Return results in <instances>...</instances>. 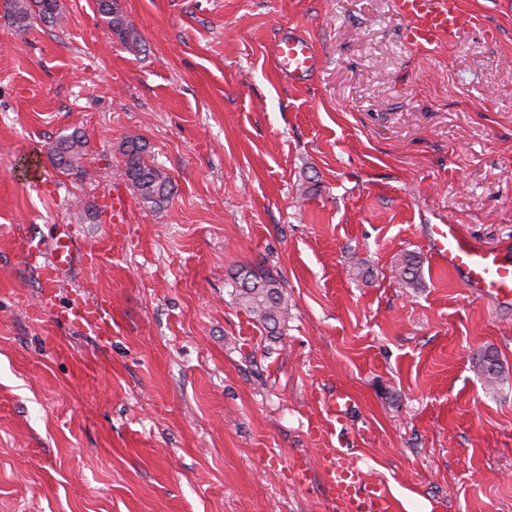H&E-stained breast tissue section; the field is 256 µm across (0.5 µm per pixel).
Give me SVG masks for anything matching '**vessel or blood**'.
Segmentation results:
<instances>
[{
    "instance_id": "vessel-or-blood-1",
    "label": "vessel or blood",
    "mask_w": 512,
    "mask_h": 512,
    "mask_svg": "<svg viewBox=\"0 0 512 512\" xmlns=\"http://www.w3.org/2000/svg\"><path fill=\"white\" fill-rule=\"evenodd\" d=\"M397 13L405 19L403 39L409 46L428 49L442 42H463L468 34L460 0H395ZM276 72L300 82L319 68L321 58L311 41L299 31L282 35L270 47ZM432 255L438 265L461 275L465 287L512 304V245L488 247L466 236L456 224L426 227ZM30 259L45 258L51 278H58L74 266L91 263L93 254L78 250L68 225H61L48 253L31 251ZM71 324L108 344L116 322L112 303L93 298L76 303L69 310ZM320 473L336 500L338 512H397L398 505L388 483L369 481L354 465L347 452L325 455Z\"/></svg>"
}]
</instances>
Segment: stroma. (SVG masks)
<instances>
[{"label":"stroma","mask_w":512,"mask_h":512,"mask_svg":"<svg viewBox=\"0 0 512 512\" xmlns=\"http://www.w3.org/2000/svg\"><path fill=\"white\" fill-rule=\"evenodd\" d=\"M118 2L140 51L95 0L25 33L0 10V512H336L290 463L339 449L430 512H512V311L424 234L512 240V0H462L468 40L430 50L394 0ZM291 28L322 58L302 83L269 57ZM74 131L83 179L45 156ZM133 138L161 207L121 176ZM60 224L96 263L55 303L110 299L111 346L40 303L27 253ZM243 267L280 279L278 333L239 304ZM97 11L110 31L117 34L130 51H139L141 44L134 29L122 14L117 0H96ZM396 271L407 288H415L419 279L420 260L414 254H403L397 262Z\"/></svg>","instance_id":"35a3bbf8"}]
</instances>
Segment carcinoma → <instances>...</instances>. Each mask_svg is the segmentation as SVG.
<instances>
[{
	"label": "carcinoma",
	"instance_id": "carcinoma-1",
	"mask_svg": "<svg viewBox=\"0 0 512 512\" xmlns=\"http://www.w3.org/2000/svg\"><path fill=\"white\" fill-rule=\"evenodd\" d=\"M96 4L110 31L118 35L129 50H140V40L122 14L118 0H96ZM5 12L23 32L37 25L54 26L62 20L58 0H5ZM83 138L84 135L75 131L51 143L47 154L52 167L67 175L87 176L88 170L83 166ZM124 155L122 176L140 200L152 207L167 202L172 194L170 181L159 167L145 158V147L132 140L126 143ZM419 268L420 260L416 255L400 256L396 271L405 287H416ZM235 293L241 305L263 328L273 331L286 320L288 307L277 279L243 268L236 277ZM477 367L487 387L494 388L500 378L496 356L489 352L481 354Z\"/></svg>",
	"mask_w": 512,
	"mask_h": 512
}]
</instances>
